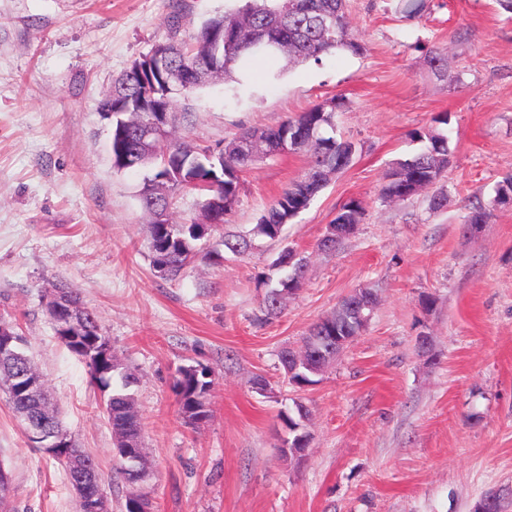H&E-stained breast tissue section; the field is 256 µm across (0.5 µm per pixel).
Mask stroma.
<instances>
[{
  "mask_svg": "<svg viewBox=\"0 0 512 512\" xmlns=\"http://www.w3.org/2000/svg\"><path fill=\"white\" fill-rule=\"evenodd\" d=\"M397 4L348 0L360 53L279 59L270 77L236 76L192 95L180 132L203 145L344 97L336 133L359 151L282 239L258 238L246 254L210 263L204 253L249 234L306 158L274 156L242 173L223 226L166 280L152 267L143 174L113 168L100 104L167 38L172 11L186 38L226 0H0V316L25 337L66 429L98 458L112 512H123L126 485L112 471L100 392L58 345L45 309L61 280L97 313L136 378L153 512H474L487 490L512 489V206L492 202L512 172V15L495 0H430L416 18ZM436 48L448 53L441 76L426 64ZM443 113L447 208L433 210L426 192L383 201L390 163L417 148L411 132ZM476 196L491 217L468 232ZM352 199L365 207L355 234L318 250ZM287 246L308 258L304 285L278 318L257 323L259 280ZM360 288L378 297L365 330L313 384H289L280 351ZM184 364L213 381L211 416L196 428L172 389ZM298 403L310 412V447L289 460L280 414ZM0 467L15 512H77L61 466L30 444L1 392Z\"/></svg>",
  "mask_w": 512,
  "mask_h": 512,
  "instance_id": "1",
  "label": "stroma"
}]
</instances>
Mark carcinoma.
Segmentation results:
<instances>
[{
    "label": "carcinoma",
    "instance_id": "1",
    "mask_svg": "<svg viewBox=\"0 0 512 512\" xmlns=\"http://www.w3.org/2000/svg\"><path fill=\"white\" fill-rule=\"evenodd\" d=\"M239 5L204 21L191 37H179V16L171 15L169 37L155 45L166 55L167 71L163 78L141 81L134 70L124 73L112 87V144H117V132L122 129L137 132L149 120L152 112L166 107L162 82L182 88L180 98L188 100L199 88L238 68L268 57L288 55L296 63L322 61L336 50L357 53L361 44L348 29L347 0H238ZM344 106L343 99L317 103L294 117H289L270 129L242 128L228 142L215 147L191 146L171 137L154 144L155 158L145 161L149 169L140 194L141 207L155 216L149 224L152 266H157L158 254L169 257V267L162 278L175 280L197 255L195 242L204 238L203 224L175 223L167 218L173 196L184 190L204 194L202 212L209 227L224 223L234 204L240 174L249 167L278 154L281 135L296 137L292 152L307 159L306 171L293 181L266 207L253 228V234L275 240L281 237L284 225L305 210L327 186L331 176L347 169L353 162L357 145L336 137L334 114ZM449 123L448 114L434 119V126L411 133L412 140L422 143L419 151L398 159L385 176L381 196L389 201H404L431 189V207L441 210L448 206V194L436 188L448 169L450 149L443 126ZM202 172L212 177L210 186L197 187L191 177ZM364 207L358 200L342 205L332 220L334 224H357ZM490 218L481 202H473L464 216L466 224H486ZM298 254L292 247L287 255ZM285 255V256H287ZM278 255L271 267L288 273L271 284L262 279L266 292L260 303L262 322L281 313L285 299L303 286L305 271L296 265L285 264ZM88 333L77 341L59 340L71 354L88 368L90 381L100 391L103 408L112 429L114 447L123 439L142 437L141 418L134 394L129 391L131 375L122 371L115 354L97 353L96 343L106 340L97 314L89 309ZM347 329L352 335L358 326L348 310L337 311L319 319L307 336L322 334L327 325ZM212 388L209 372L199 365L178 368L173 390L180 412L190 409L191 397L198 398L199 424L209 419L208 396Z\"/></svg>",
    "mask_w": 512,
    "mask_h": 512
}]
</instances>
